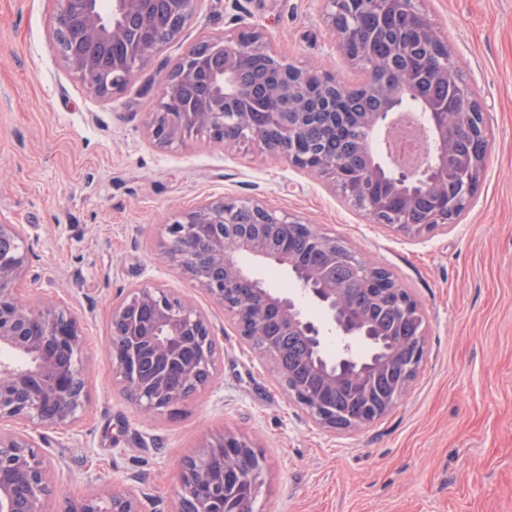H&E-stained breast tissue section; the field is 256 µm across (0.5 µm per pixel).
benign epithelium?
I'll return each mask as SVG.
<instances>
[{
	"label": "benign epithelium",
	"instance_id": "benign-epithelium-1",
	"mask_svg": "<svg viewBox=\"0 0 512 512\" xmlns=\"http://www.w3.org/2000/svg\"><path fill=\"white\" fill-rule=\"evenodd\" d=\"M57 2L60 8L54 16L53 36L66 68L99 97L109 99L122 91L159 49L160 42L154 38L158 18L168 19L166 34L172 39L181 31L180 23L192 16L197 0H111L107 8L102 0ZM324 2L325 21L338 35L337 49L353 67L363 70L364 88L387 100L383 111L365 117V126L393 137V114L399 100L412 92L411 75L402 72L390 85L378 79L377 73L385 71V66L371 56L374 35L357 30L352 15L342 18L337 5L343 0ZM361 7L378 11L382 19L409 15L427 48L426 64L438 80L448 84L454 104L452 112L445 103L431 105L433 132L426 138L432 145L433 161L421 171L397 169L389 195L380 199L373 194L381 176L378 163L369 162L351 174L344 163L318 154L306 134L310 95H318V109L331 114L336 95L349 85L334 82L332 94L318 87L321 78L317 70L286 63L260 31L247 32L245 40L216 36L189 48L157 90L156 109L147 121L150 136L161 145H171L189 131L204 132L226 145L250 143L298 168L333 173L337 186H345V197L376 225L381 223L382 213H392L391 203L396 199L404 216L385 228L409 238L448 231L451 219L468 205L460 196L448 197V146L459 131L481 135L468 125V116L481 109L480 103L467 84L456 80L458 66L448 65L452 53L447 37L416 0H362ZM256 55L265 56L279 74L269 98L285 108L266 112L239 108L244 90L238 76ZM199 82L206 85L203 100L185 101L181 88ZM487 157L484 152L457 159L465 180L481 174ZM421 192L434 198V209L426 221L415 222L411 214ZM299 223L291 214H279L257 201H207L183 220L167 225L163 253L231 316L248 314V322L238 325L239 335L263 358L275 351L264 326L268 312H276L289 333L309 343L315 355L313 369L323 380L322 392L313 394L295 387L290 372L274 368L289 398L323 430H356L382 418L395 405L393 401H372L374 380L398 373L395 396L399 397L412 374L420 370L425 358L423 312L412 294L391 283L388 293L397 297L403 319L416 331L391 349L378 350L379 331L350 307L347 285L336 281L331 265L336 263V252L348 251L345 261L351 265L353 281L366 288L383 268L311 227L308 246L321 256V263H294L291 239ZM269 227L281 232V247L276 251L264 244ZM0 236L16 241L13 251H0V349L28 358L24 367L0 361V512H49L48 501L57 493L54 466L40 452L36 433L70 427L87 401V390L81 369L59 367L48 353L62 351L78 357L82 327L78 316L63 304L34 305L22 298L20 284L31 250L17 224H0ZM243 255L291 270L304 293L321 306L325 320L336 327L341 339L336 358L322 356L320 325L303 317L298 299L263 286L241 266ZM26 330L30 332L27 339L23 338ZM108 347L123 391L146 415L176 411L208 387L215 368L217 344L207 317L191 303L148 284L135 287L113 306ZM348 386L359 389L367 399L368 416L336 417L329 396ZM244 455L255 463L249 489L230 493L226 487L243 482L236 460ZM262 470L263 456L253 443L237 433L224 432L183 465L179 512H253ZM65 512H141L140 497L132 486L95 489Z\"/></svg>",
	"mask_w": 512,
	"mask_h": 512
}]
</instances>
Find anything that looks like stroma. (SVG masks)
<instances>
[{"label": "stroma", "mask_w": 512, "mask_h": 512, "mask_svg": "<svg viewBox=\"0 0 512 512\" xmlns=\"http://www.w3.org/2000/svg\"><path fill=\"white\" fill-rule=\"evenodd\" d=\"M481 104L489 159L454 230L410 239L370 223L331 178L200 133L148 136L156 87L184 52L258 27L287 63L353 83L323 0H198L180 35L101 100L52 39L56 0H0V224H20L33 303L67 305L84 335L89 401L39 442L60 488L50 512L96 482L131 485L142 512H177L187 458L232 431L264 453L254 512H512V0H424ZM260 202L348 242L392 271L426 317L425 360L380 420L326 433L291 403L271 362L223 306L159 255L165 226L218 198ZM151 284L185 298L218 342L211 386L142 421L107 345L112 304Z\"/></svg>", "instance_id": "35a3bbf8"}]
</instances>
